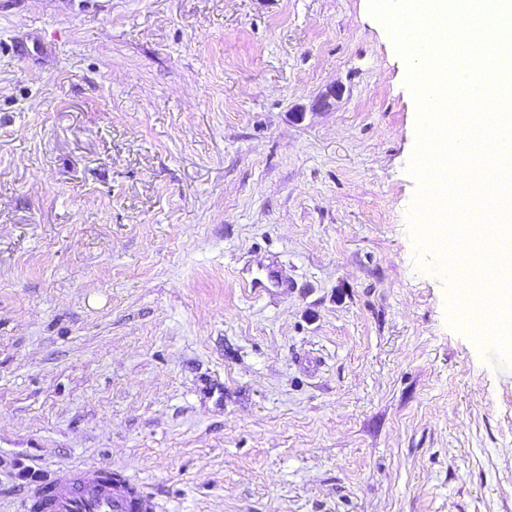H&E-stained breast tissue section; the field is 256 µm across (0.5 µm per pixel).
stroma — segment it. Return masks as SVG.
<instances>
[{
  "label": "stroma",
  "mask_w": 512,
  "mask_h": 512,
  "mask_svg": "<svg viewBox=\"0 0 512 512\" xmlns=\"http://www.w3.org/2000/svg\"><path fill=\"white\" fill-rule=\"evenodd\" d=\"M406 75L368 0H0V512L85 467L156 512H512Z\"/></svg>",
  "instance_id": "1"
}]
</instances>
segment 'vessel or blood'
<instances>
[{
    "instance_id": "b4317fda",
    "label": "vessel or blood",
    "mask_w": 512,
    "mask_h": 512,
    "mask_svg": "<svg viewBox=\"0 0 512 512\" xmlns=\"http://www.w3.org/2000/svg\"><path fill=\"white\" fill-rule=\"evenodd\" d=\"M25 512H154L152 500L104 468L73 469L25 499Z\"/></svg>"
}]
</instances>
